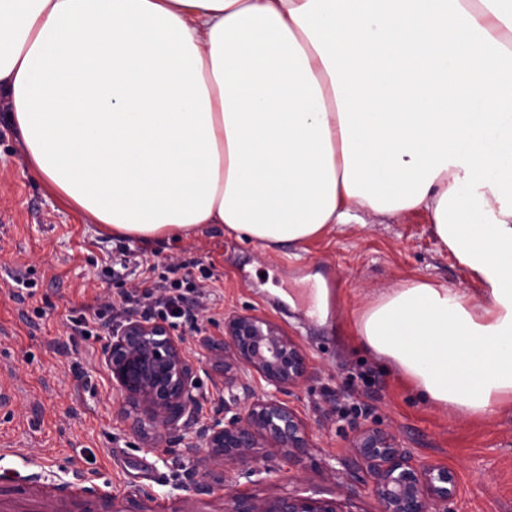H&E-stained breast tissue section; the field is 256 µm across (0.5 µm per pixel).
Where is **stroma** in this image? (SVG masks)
<instances>
[{
	"label": "stroma",
	"mask_w": 512,
	"mask_h": 512,
	"mask_svg": "<svg viewBox=\"0 0 512 512\" xmlns=\"http://www.w3.org/2000/svg\"><path fill=\"white\" fill-rule=\"evenodd\" d=\"M10 112L0 98V383L15 392L0 410V449L12 451L0 460V512H23L29 499L41 502L40 512H60L69 501L112 512L102 496L107 487L119 501L147 491L165 512H224L222 488L185 499L179 482L193 457L152 448L120 414L102 356L110 331L95 322L86 336L67 328L96 297L119 291L102 275L113 240L27 170ZM153 252L209 288L199 332L176 330L197 367L200 423L224 406V366L203 342H223L225 316L274 321L309 359L307 380L282 396L309 425L310 447L296 473L267 469L268 450L260 447L255 471L235 472L238 488L261 501L333 499L340 512H378L347 450L353 424L364 423L392 430L414 457L452 472L451 512H512V411L456 418L418 400L396 371L356 346L355 318L373 296L414 277L472 288L456 257L436 246L427 216L350 224L297 257L263 252L216 228ZM14 271L33 281L31 297H15ZM322 281L330 290L325 310L317 299Z\"/></svg>",
	"instance_id": "1"
}]
</instances>
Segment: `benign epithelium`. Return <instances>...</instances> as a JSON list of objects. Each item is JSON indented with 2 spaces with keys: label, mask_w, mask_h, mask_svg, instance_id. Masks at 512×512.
I'll use <instances>...</instances> for the list:
<instances>
[{
  "label": "benign epithelium",
  "mask_w": 512,
  "mask_h": 512,
  "mask_svg": "<svg viewBox=\"0 0 512 512\" xmlns=\"http://www.w3.org/2000/svg\"><path fill=\"white\" fill-rule=\"evenodd\" d=\"M103 356L124 413L134 415L138 428L154 431V446L180 445L196 458L179 485L190 499L212 493L214 463L250 466L255 462L252 449L262 442L287 468L308 449L306 423L278 394L303 382L309 360L301 345L271 320L243 314L224 319L228 417L216 413L200 427L197 369L186 354L184 337L172 336L158 319L133 316L112 327ZM234 367L258 376L273 391L256 396L250 385L229 375ZM349 450L380 512H448L454 489L450 471L416 459L393 431L359 425L349 438ZM228 500L225 512H339L333 499L288 496L267 503L232 491Z\"/></svg>",
  "instance_id": "obj_1"
}]
</instances>
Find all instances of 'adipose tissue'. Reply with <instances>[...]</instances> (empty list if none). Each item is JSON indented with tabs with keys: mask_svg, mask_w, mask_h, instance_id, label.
Returning <instances> with one entry per match:
<instances>
[{
	"mask_svg": "<svg viewBox=\"0 0 512 512\" xmlns=\"http://www.w3.org/2000/svg\"><path fill=\"white\" fill-rule=\"evenodd\" d=\"M0 94L112 236L278 253L426 214L476 291L407 280L358 341L457 418L512 409V0H0Z\"/></svg>",
	"mask_w": 512,
	"mask_h": 512,
	"instance_id": "adipose-tissue-1",
	"label": "adipose tissue"
}]
</instances>
